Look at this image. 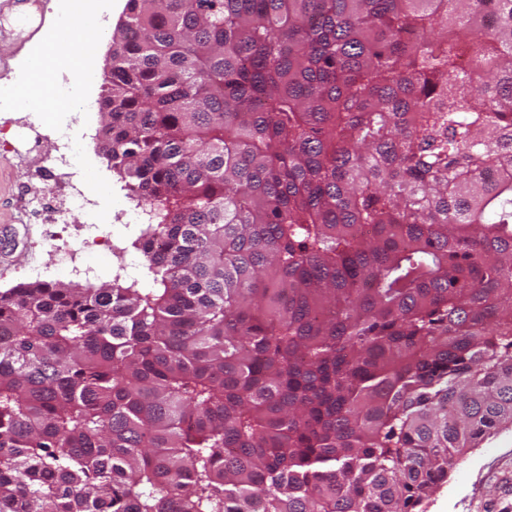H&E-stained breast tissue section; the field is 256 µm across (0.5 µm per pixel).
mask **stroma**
Masks as SVG:
<instances>
[{
    "mask_svg": "<svg viewBox=\"0 0 512 512\" xmlns=\"http://www.w3.org/2000/svg\"><path fill=\"white\" fill-rule=\"evenodd\" d=\"M57 0H36L28 8V19L20 33L0 34V93L13 89L21 61L34 44L52 50L62 40H70V54L65 61L51 62L49 77L38 79V89L32 97L45 119L63 111L65 100L59 95L58 83L63 73L76 65L85 50L87 37H95L99 47L97 64L105 66L112 46V32L124 16V7H116L105 18L97 15L77 17V38L53 28ZM23 102H16L14 112L0 111V137L9 140L14 151L0 158V290L26 282V271L34 264L44 265L48 281H72V274L51 265L50 246L45 239L48 218H29L25 201L47 191L43 165L54 151L52 137H44L38 158H28L22 149L31 132L18 120L25 111ZM88 134L81 142L77 160L86 168L90 178L99 185L100 201L96 221L110 225L116 241L128 247L135 239L138 227L133 222L135 203L127 194L123 182L100 155L96 134L100 128L99 112H92L87 123ZM512 475V427L500 430L486 439L480 447L469 449L449 471L447 480L430 496L425 512H487L489 502L501 500L504 479Z\"/></svg>",
    "mask_w": 512,
    "mask_h": 512,
    "instance_id": "35a3bbf8",
    "label": "stroma"
}]
</instances>
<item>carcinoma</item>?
<instances>
[{
    "instance_id": "obj_1",
    "label": "carcinoma",
    "mask_w": 512,
    "mask_h": 512,
    "mask_svg": "<svg viewBox=\"0 0 512 512\" xmlns=\"http://www.w3.org/2000/svg\"><path fill=\"white\" fill-rule=\"evenodd\" d=\"M138 279L0 291V512H418L512 426V0H128Z\"/></svg>"
}]
</instances>
